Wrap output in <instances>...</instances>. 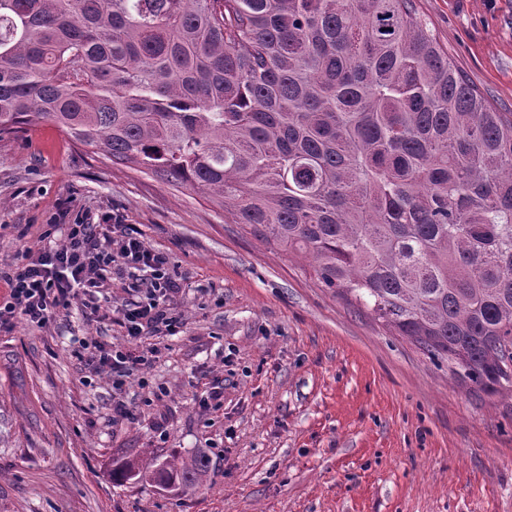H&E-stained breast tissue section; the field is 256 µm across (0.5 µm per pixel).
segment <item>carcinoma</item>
<instances>
[{
	"label": "carcinoma",
	"instance_id": "1",
	"mask_svg": "<svg viewBox=\"0 0 512 512\" xmlns=\"http://www.w3.org/2000/svg\"><path fill=\"white\" fill-rule=\"evenodd\" d=\"M414 0H0V137L43 121L174 186L512 394V113ZM206 454L112 473L201 486Z\"/></svg>",
	"mask_w": 512,
	"mask_h": 512
}]
</instances>
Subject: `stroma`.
<instances>
[{"mask_svg": "<svg viewBox=\"0 0 512 512\" xmlns=\"http://www.w3.org/2000/svg\"><path fill=\"white\" fill-rule=\"evenodd\" d=\"M449 59L512 112V0H414ZM117 214L181 284L175 334L128 379L88 377L82 340L126 345L114 272L89 320L0 330V512H512V395L472 392L367 311L323 288L308 260L228 223L189 187L74 146L42 122L0 139V270L61 243L59 219ZM221 404L208 402L213 386ZM205 453L200 488L116 484L112 472Z\"/></svg>", "mask_w": 512, "mask_h": 512, "instance_id": "obj_1", "label": "stroma"}]
</instances>
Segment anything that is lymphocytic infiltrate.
<instances>
[{"mask_svg":"<svg viewBox=\"0 0 512 512\" xmlns=\"http://www.w3.org/2000/svg\"><path fill=\"white\" fill-rule=\"evenodd\" d=\"M127 273L136 298L116 310L117 322L132 340V347L82 343L80 358L92 374L108 372L113 389H121L134 371L148 367L152 350L136 343L159 330L174 331L182 316L171 305L180 286L168 270L166 256L124 224L119 215L107 224L80 221L65 225L62 244L38 251L25 250L19 265L4 273L9 294L0 301V327L15 319L41 327L82 301L91 314H98L105 300L107 272Z\"/></svg>","mask_w":512,"mask_h":512,"instance_id":"lymphocytic-infiltrate-1","label":"lymphocytic infiltrate"}]
</instances>
